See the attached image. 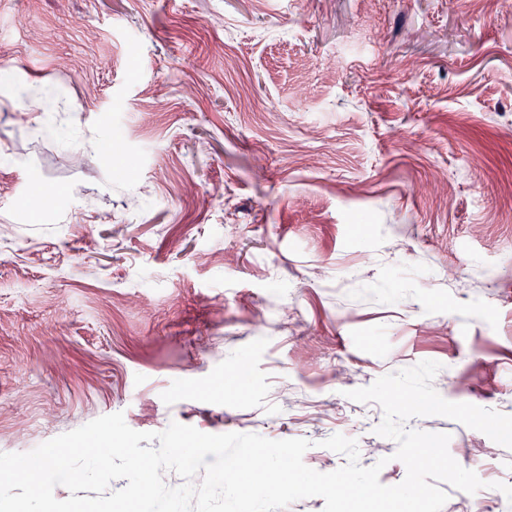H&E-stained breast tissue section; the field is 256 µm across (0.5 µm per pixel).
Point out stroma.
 Returning <instances> with one entry per match:
<instances>
[{"instance_id": "stroma-1", "label": "stroma", "mask_w": 512, "mask_h": 512, "mask_svg": "<svg viewBox=\"0 0 512 512\" xmlns=\"http://www.w3.org/2000/svg\"><path fill=\"white\" fill-rule=\"evenodd\" d=\"M0 68V453L120 412L323 473L340 433L392 486L347 391L432 360L512 415L504 0H0ZM408 426L512 484L482 432Z\"/></svg>"}]
</instances>
